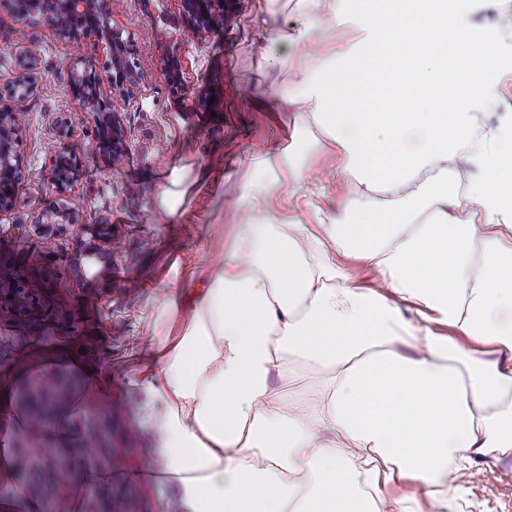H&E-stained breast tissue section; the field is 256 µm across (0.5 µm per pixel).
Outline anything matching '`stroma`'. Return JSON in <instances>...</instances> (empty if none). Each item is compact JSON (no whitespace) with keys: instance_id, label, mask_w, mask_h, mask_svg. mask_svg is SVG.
<instances>
[{"instance_id":"35a3bbf8","label":"stroma","mask_w":512,"mask_h":512,"mask_svg":"<svg viewBox=\"0 0 512 512\" xmlns=\"http://www.w3.org/2000/svg\"><path fill=\"white\" fill-rule=\"evenodd\" d=\"M295 22L293 0H232L216 26L195 34L184 23L180 0H112L109 23L121 32L139 81L132 97H109L124 144L110 171L89 147L93 119L70 82L75 69L108 70V50L94 38L71 41L22 0H0V106L23 114L21 188L12 210L0 217V267L15 274L32 298L21 315L0 298V397L21 409L23 389L45 372L83 397L82 412L67 405L46 411L49 430L67 436L52 446L56 460L77 455L86 418L107 415V454L119 455L124 469L147 466L143 449L152 434L133 428L135 384L148 368L149 346L178 333L174 324L153 325L151 303L204 281L210 264L241 232L246 214L240 185L260 157L288 145L298 121L267 98V89L288 85L293 71L318 66L348 38L339 26L316 33L308 47L275 40ZM170 53L180 60L175 80L160 68ZM28 55L38 62L39 88L10 97ZM265 56L282 58L283 67L261 70ZM487 96L489 107L478 119L511 126L512 71L495 73ZM62 147L82 162L74 191L64 195L47 180ZM290 162L303 171L313 203L339 208L334 151L303 140ZM181 164L204 181L169 217L157 209L156 193ZM69 204L79 209V223L43 230L30 222L33 214ZM93 245L107 261L94 276L79 278L77 268ZM88 368L111 377V394L88 389ZM12 439L29 448L27 458H15V468L30 499L44 503L49 472L37 451L47 445L45 435L24 429ZM458 485L456 512H512V460L490 457L483 467H465ZM165 503L163 488L115 477L93 486L81 505L89 512H162Z\"/></svg>"}]
</instances>
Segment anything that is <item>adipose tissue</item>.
<instances>
[{"mask_svg": "<svg viewBox=\"0 0 512 512\" xmlns=\"http://www.w3.org/2000/svg\"><path fill=\"white\" fill-rule=\"evenodd\" d=\"M465 2L297 0L289 41L350 32L273 90L335 150L342 208L274 222L303 177L264 156L234 248L189 308L159 304L180 331L139 422L166 512H448L457 463L512 457V132L476 116L512 47L463 25Z\"/></svg>", "mask_w": 512, "mask_h": 512, "instance_id": "ef3b65f1", "label": "adipose tissue"}]
</instances>
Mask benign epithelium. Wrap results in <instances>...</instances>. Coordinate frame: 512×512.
Here are the masks:
<instances>
[{
    "label": "benign epithelium",
    "instance_id": "obj_1",
    "mask_svg": "<svg viewBox=\"0 0 512 512\" xmlns=\"http://www.w3.org/2000/svg\"><path fill=\"white\" fill-rule=\"evenodd\" d=\"M184 22L194 33L209 30L215 20L224 16V0H181ZM34 12H43L51 19L64 17L68 25L59 32L73 41L96 38L106 45L112 54L123 47L121 34L112 30L109 21L103 17L98 0H24ZM38 63L29 60L17 79L21 89L19 96L30 95L38 89L36 71ZM71 85L74 95L83 108L90 111L95 123V139L91 147L98 151L104 161L114 166L121 154L119 120L116 114L103 107L104 90L127 96L133 92L135 77L133 73L115 64L112 72L101 76L93 71L71 73ZM22 113L12 109L0 108V218L11 207L17 190L16 172L20 163L21 119ZM81 162L76 153L64 148L53 158L48 173V181L57 192L69 194L75 188L80 177ZM31 223L39 224H78L79 211L75 208H55L39 212L32 216Z\"/></svg>",
    "mask_w": 512,
    "mask_h": 512
}]
</instances>
